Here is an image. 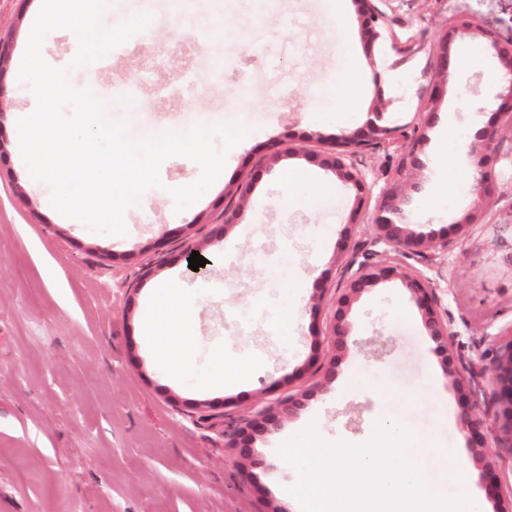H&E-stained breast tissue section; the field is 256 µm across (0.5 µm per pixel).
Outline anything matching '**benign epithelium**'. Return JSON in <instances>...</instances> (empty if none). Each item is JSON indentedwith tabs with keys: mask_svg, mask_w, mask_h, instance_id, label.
Segmentation results:
<instances>
[{
	"mask_svg": "<svg viewBox=\"0 0 512 512\" xmlns=\"http://www.w3.org/2000/svg\"><path fill=\"white\" fill-rule=\"evenodd\" d=\"M361 17L360 35L375 38L379 35L384 13L376 5L377 0H354ZM468 31L478 37L488 54L496 59L502 73V82L493 96L496 113L505 118L501 125H488L479 134L470 151L475 170L474 187L471 196L474 207L459 220L451 221L455 226L475 224L484 212L495 202L496 178L490 165L491 152L495 150L501 131L512 129V38L504 41L500 33L489 25L466 21L447 25L443 31L446 41H451L460 31ZM456 82L449 70L448 56L437 58L435 79L428 93L425 108L429 112L448 92V87ZM384 114V104H379L371 112L365 127L341 140V150L317 155L321 166L333 172L340 180L350 184L356 191L357 201H362L367 193V183L362 172L355 164V158L364 149L390 139L391 129L380 124ZM419 138L413 136L401 145L410 170L423 167L417 155ZM418 183L407 177L401 182L382 190L376 200L373 225L376 228L375 243L395 252L417 251L421 248L433 251L448 249V239L436 237H418L408 230L413 223L407 209V200L417 191ZM250 192V184L241 183L235 191L225 195L221 216L223 223H235L240 210ZM400 280L405 293L421 313L425 328L435 349L445 358L443 375L452 378V383L460 392L473 390V380L467 377L468 367L463 357L454 349L453 333L448 321L442 319L436 310V300L430 281L420 275L397 266H386L371 259L358 263L357 268L347 279L337 297L338 308L335 312L332 336L334 347L342 351L347 347L350 326L347 311L351 303L368 287L389 278ZM481 378L490 389V395L483 402H474L462 408L459 423L472 449L473 461L482 468L484 489L489 499L496 503L497 512H512V493L504 495L497 481L496 464L508 461L512 464V340L501 344L488 353V365L482 369ZM305 406L302 398L290 395L277 404L274 409H264L247 424L240 428L228 442L245 457L249 466L259 468L265 462L250 456L249 439L251 434L272 436L283 419L293 415Z\"/></svg>",
	"mask_w": 512,
	"mask_h": 512,
	"instance_id": "obj_1",
	"label": "benign epithelium"
}]
</instances>
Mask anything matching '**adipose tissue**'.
I'll return each mask as SVG.
<instances>
[{
  "label": "adipose tissue",
  "mask_w": 512,
  "mask_h": 512,
  "mask_svg": "<svg viewBox=\"0 0 512 512\" xmlns=\"http://www.w3.org/2000/svg\"><path fill=\"white\" fill-rule=\"evenodd\" d=\"M181 290H168L158 308L150 311L146 319L148 333L154 338L158 357L179 365L187 344L190 323L179 309Z\"/></svg>",
  "instance_id": "adipose-tissue-1"
}]
</instances>
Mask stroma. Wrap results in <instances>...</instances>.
<instances>
[{"label": "stroma", "instance_id": "stroma-1", "mask_svg": "<svg viewBox=\"0 0 512 512\" xmlns=\"http://www.w3.org/2000/svg\"><path fill=\"white\" fill-rule=\"evenodd\" d=\"M40 4L0 0V40L10 47L0 70L10 101L0 113V512H296L286 489L299 473L279 454L283 440L313 423L323 441L353 446L385 419L419 441L412 454L425 479L455 493L437 455L470 457L458 422L467 399L446 383L400 281L353 303L346 352L334 354L329 336L351 258L375 250V194L395 182L401 156L376 149L357 158L371 188L360 206L311 154L364 126L379 101L395 140L421 130L410 230L447 235L448 249L401 262L434 283L458 352L484 367L485 353L512 335V140L493 156L496 206L449 232L472 197L460 184L441 211L427 205L443 163L439 130L473 136L487 125L496 64L459 65V53L481 42L460 33L444 47L440 14L491 23L507 38L512 0H383L386 28L372 43L360 36L353 0L341 20L329 0H191L185 14L174 0H111L112 16L152 19L112 63L70 72L75 88L94 86L108 118L135 138L196 123L249 130L228 151L223 180L179 213L169 190L195 182L201 168L183 156L165 160L161 186L125 215L123 236L59 215L13 148L17 118L31 105L18 73ZM444 51L459 82L429 115L424 101ZM351 66L359 105L339 119L325 95ZM130 81L137 96L113 100V88ZM276 143L301 150L266 166ZM291 169L314 173L329 208L289 198ZM246 175L247 205L221 228L224 194ZM187 239L208 261L205 276L188 269ZM175 286L194 323L178 375L154 355L145 329L155 297ZM296 307L297 326L286 331L282 318ZM330 360L336 374L324 387L313 364ZM290 392L306 393L304 409L277 437H253L250 452L266 465L250 468L228 448V433Z\"/></svg>", "mask_w": 512, "mask_h": 512}]
</instances>
